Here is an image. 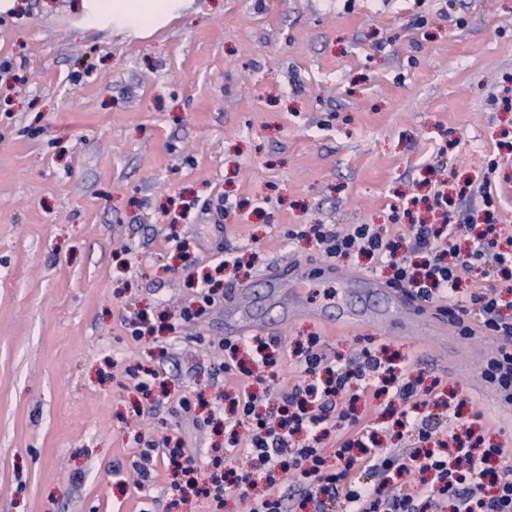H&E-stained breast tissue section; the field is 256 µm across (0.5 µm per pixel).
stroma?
<instances>
[{
    "instance_id": "obj_1",
    "label": "stroma",
    "mask_w": 512,
    "mask_h": 512,
    "mask_svg": "<svg viewBox=\"0 0 512 512\" xmlns=\"http://www.w3.org/2000/svg\"><path fill=\"white\" fill-rule=\"evenodd\" d=\"M439 184L444 214L426 203ZM487 216L512 226V0H192L140 38L82 28L74 0H16L0 14V512H210L168 471L135 489L131 465L167 437L209 484L234 287L252 284L288 385L317 328L282 322L261 274L288 259L388 277L296 231ZM207 278L214 304L183 322ZM397 331L388 316L323 351H408L464 415L504 411L447 348ZM140 366L165 388L143 397ZM200 393L209 409L184 411Z\"/></svg>"
}]
</instances>
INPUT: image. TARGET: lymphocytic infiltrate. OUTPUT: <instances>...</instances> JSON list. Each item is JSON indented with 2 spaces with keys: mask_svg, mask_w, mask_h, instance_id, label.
<instances>
[{
  "mask_svg": "<svg viewBox=\"0 0 512 512\" xmlns=\"http://www.w3.org/2000/svg\"><path fill=\"white\" fill-rule=\"evenodd\" d=\"M307 233L327 256L376 258L391 270L392 283L431 303L453 300L466 273L490 265L491 284L472 297L478 306L474 319L495 343L485 373L512 393V351L498 345L499 338L512 339V321L501 314L506 295H512V248L502 246L497 225H486L466 247L458 242L457 225L447 223L414 224L399 236L369 224L344 230L313 224ZM320 345L316 335L298 342L294 364L305 378L269 396L267 407H260L251 380H241L237 412L239 422L248 426V454L291 477L317 512H327L339 498L352 512H445L450 505L455 512H512V469L493 476L487 468L502 455L501 447L460 442L449 457L428 450L431 442L446 445L453 433L438 429L431 417L418 416L430 391L412 371V354L397 364L365 347L355 359L331 363ZM389 391L400 404L397 426L414 427L416 438L407 447L379 453V430L363 423L356 404H372ZM334 420L344 423L346 431L329 451L323 441ZM331 455L343 460V467L329 469Z\"/></svg>",
  "mask_w": 512,
  "mask_h": 512,
  "instance_id": "f902f5d3",
  "label": "lymphocytic infiltrate"
}]
</instances>
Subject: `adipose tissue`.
Segmentation results:
<instances>
[{
	"instance_id": "ef3b65f1",
	"label": "adipose tissue",
	"mask_w": 512,
	"mask_h": 512,
	"mask_svg": "<svg viewBox=\"0 0 512 512\" xmlns=\"http://www.w3.org/2000/svg\"><path fill=\"white\" fill-rule=\"evenodd\" d=\"M190 0H77L83 28L142 35L167 26Z\"/></svg>"
}]
</instances>
